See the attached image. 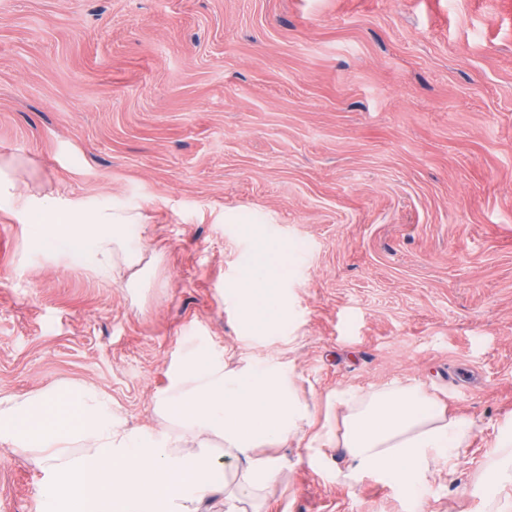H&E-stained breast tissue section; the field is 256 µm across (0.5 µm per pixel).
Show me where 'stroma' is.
<instances>
[{
    "instance_id": "stroma-1",
    "label": "stroma",
    "mask_w": 512,
    "mask_h": 512,
    "mask_svg": "<svg viewBox=\"0 0 512 512\" xmlns=\"http://www.w3.org/2000/svg\"><path fill=\"white\" fill-rule=\"evenodd\" d=\"M0 163L39 196L141 211L147 276L51 257L0 203V398L95 387L124 427L189 344L275 356L333 393L415 384L473 418L421 498L281 449L260 512H487L512 431V0H0ZM243 224L300 256L279 339L244 336ZM36 454L0 447V512H38ZM512 434L503 435L498 443L494 458L487 467L485 480L491 487L504 489L512 486Z\"/></svg>"
}]
</instances>
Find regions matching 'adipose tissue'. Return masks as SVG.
Here are the masks:
<instances>
[{"instance_id":"1","label":"adipose tissue","mask_w":512,"mask_h":512,"mask_svg":"<svg viewBox=\"0 0 512 512\" xmlns=\"http://www.w3.org/2000/svg\"><path fill=\"white\" fill-rule=\"evenodd\" d=\"M2 198L27 219V233L44 253L99 274L115 257L130 266L140 260L141 212L112 208L76 225L70 216L80 201L19 192L0 171ZM252 245L231 292L249 335L266 339L288 315L282 282L299 252L262 236ZM336 403L347 409L342 434L309 430L312 411L294 395L285 364L265 358L230 369L223 352L189 346L157 400L162 430H126L98 391L64 384L0 399V446L39 453L48 476L40 512H200L218 494L224 512H243V503L263 496L282 469L272 448L302 441L321 457L337 446L349 459L348 479L388 474L416 496L433 472L452 471L475 427L414 385L368 395L340 390ZM219 441L234 471L217 462Z\"/></svg>"}]
</instances>
